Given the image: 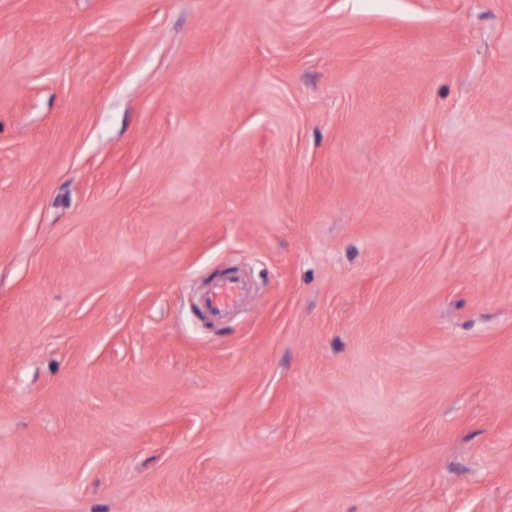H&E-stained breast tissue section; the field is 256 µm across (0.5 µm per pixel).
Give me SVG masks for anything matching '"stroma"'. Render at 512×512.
Listing matches in <instances>:
<instances>
[{
	"label": "stroma",
	"mask_w": 512,
	"mask_h": 512,
	"mask_svg": "<svg viewBox=\"0 0 512 512\" xmlns=\"http://www.w3.org/2000/svg\"><path fill=\"white\" fill-rule=\"evenodd\" d=\"M0 512H512V0H0ZM245 288L235 278H225L224 281L215 283L204 298L205 305L217 317L224 319L227 307L235 305L239 293Z\"/></svg>",
	"instance_id": "35a3bbf8"
}]
</instances>
